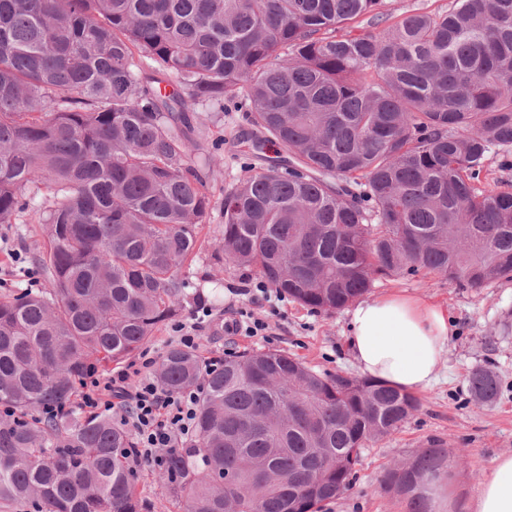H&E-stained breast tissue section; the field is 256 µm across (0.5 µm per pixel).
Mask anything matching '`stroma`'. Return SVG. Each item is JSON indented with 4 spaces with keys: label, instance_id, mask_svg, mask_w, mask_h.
<instances>
[{
    "label": "stroma",
    "instance_id": "stroma-1",
    "mask_svg": "<svg viewBox=\"0 0 512 512\" xmlns=\"http://www.w3.org/2000/svg\"><path fill=\"white\" fill-rule=\"evenodd\" d=\"M208 115L200 142L214 156L205 187L213 208L201 232L202 249L190 267L201 297L156 331L149 350L162 356L185 332L197 336L198 352L206 360H222L245 350H279L319 372L358 375L345 347L346 311L329 316L289 300L257 298L252 292L259 281L254 271L214 260L224 230L219 204L225 188L241 175L243 146L238 137L248 124L242 112L212 108ZM45 241L37 206L25 214L23 223L0 224V294H18L31 287L30 272ZM388 292L443 306L455 333L438 383L420 395L421 410L382 443L363 450L352 488L323 512H405L403 497L384 490L381 480L386 469L410 460L432 438L443 440L457 453L451 470L463 497L476 495L497 456L512 453V281L476 291L438 277L405 275L378 281L371 290L375 297ZM244 311L268 323L270 339L225 331V322ZM484 364L493 366L505 384L501 398L491 406L473 404L467 392L468 373ZM159 472L154 465L138 468V491L150 512H184L183 501L161 488Z\"/></svg>",
    "mask_w": 512,
    "mask_h": 512
}]
</instances>
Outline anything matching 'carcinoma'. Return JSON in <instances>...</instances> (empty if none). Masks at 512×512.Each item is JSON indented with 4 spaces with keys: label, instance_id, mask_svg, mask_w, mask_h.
Returning a JSON list of instances; mask_svg holds the SVG:
<instances>
[{
    "label": "carcinoma",
    "instance_id": "cac0c4a2",
    "mask_svg": "<svg viewBox=\"0 0 512 512\" xmlns=\"http://www.w3.org/2000/svg\"><path fill=\"white\" fill-rule=\"evenodd\" d=\"M204 105L279 147L224 190L217 261L326 314L381 278L512 280V189L480 180L492 149L512 153V0H0V224L49 190L47 286L0 297V504L147 512L127 429L71 404L185 309L212 209L188 133ZM156 381L201 385L196 444L160 467L187 512H321L421 409L277 350L207 371L172 346ZM467 383L479 405L502 394L489 366ZM447 464L434 439L382 485L430 512L415 489Z\"/></svg>",
    "mask_w": 512,
    "mask_h": 512
}]
</instances>
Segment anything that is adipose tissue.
<instances>
[{
	"label": "adipose tissue",
	"mask_w": 512,
	"mask_h": 512,
	"mask_svg": "<svg viewBox=\"0 0 512 512\" xmlns=\"http://www.w3.org/2000/svg\"><path fill=\"white\" fill-rule=\"evenodd\" d=\"M348 317L346 343L362 374L412 393L435 384L454 333L445 308L390 293L357 303ZM429 493L433 512H512V454L495 459L474 498L444 481Z\"/></svg>",
	"instance_id": "adipose-tissue-1"
}]
</instances>
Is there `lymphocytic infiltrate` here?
I'll list each match as a JSON object with an SVG mask.
<instances>
[{"label":"lymphocytic infiltrate","instance_id":"f902f5d3","mask_svg":"<svg viewBox=\"0 0 512 512\" xmlns=\"http://www.w3.org/2000/svg\"><path fill=\"white\" fill-rule=\"evenodd\" d=\"M155 357L142 354L139 367L109 375L89 373L82 382L80 405L105 412L122 405L138 441L135 457L161 463V451L187 442L193 436V423L199 398L198 389L178 394L165 392L151 372Z\"/></svg>","mask_w":512,"mask_h":512}]
</instances>
